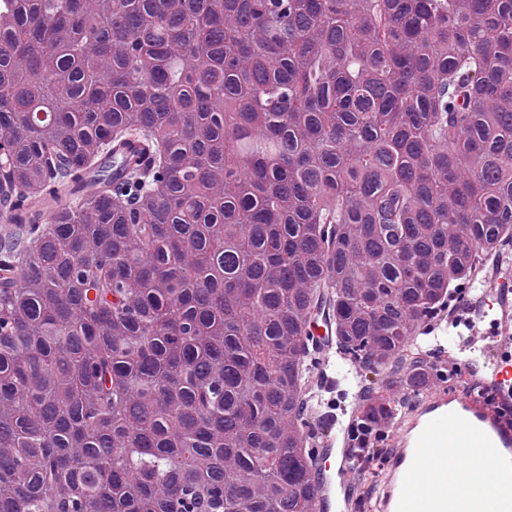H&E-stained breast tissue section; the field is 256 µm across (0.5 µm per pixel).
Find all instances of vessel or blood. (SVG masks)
<instances>
[{
    "label": "vessel or blood",
    "mask_w": 512,
    "mask_h": 512,
    "mask_svg": "<svg viewBox=\"0 0 512 512\" xmlns=\"http://www.w3.org/2000/svg\"><path fill=\"white\" fill-rule=\"evenodd\" d=\"M313 333L323 345L324 366L335 369L337 380L347 379L350 370L337 365L330 325ZM456 352L463 367L482 363L489 386L433 389L406 408L391 433L378 512H512V349L504 345L482 357L462 346ZM481 448L492 458L482 478L493 495L449 492V482Z\"/></svg>",
    "instance_id": "obj_1"
}]
</instances>
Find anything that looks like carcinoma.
<instances>
[{"label":"carcinoma","mask_w":512,"mask_h":512,"mask_svg":"<svg viewBox=\"0 0 512 512\" xmlns=\"http://www.w3.org/2000/svg\"><path fill=\"white\" fill-rule=\"evenodd\" d=\"M0 221V512H312L311 323L373 456L512 242V0H0ZM476 300V297L474 295V293L472 292L470 297L464 302V303H461L459 304L457 307L456 306V302H455V299L450 302V305L448 307V310H449V314L451 316V319H452V326L448 328V310L446 311V316H447V320L443 321V323L441 324V328H444L442 331H439L438 334H435V335H430V336H448L449 338L451 339H457L456 336H458V327L456 325V319L458 318V323L464 319V318H468V311L464 310L465 307H467V305L473 301ZM446 325V327H445ZM312 331L314 335L322 341L323 349L321 350L322 354V362L323 365L326 367H331L334 372L336 373V381L338 384L342 380H346L348 376L350 375L351 368L342 367L340 370L338 369V364L335 359H340L341 356L339 354V349L336 345V336H333L332 338V328L330 325L324 324V325H318L317 327H313ZM333 339L335 342V349L333 350Z\"/></svg>","instance_id":"obj_1"}]
</instances>
